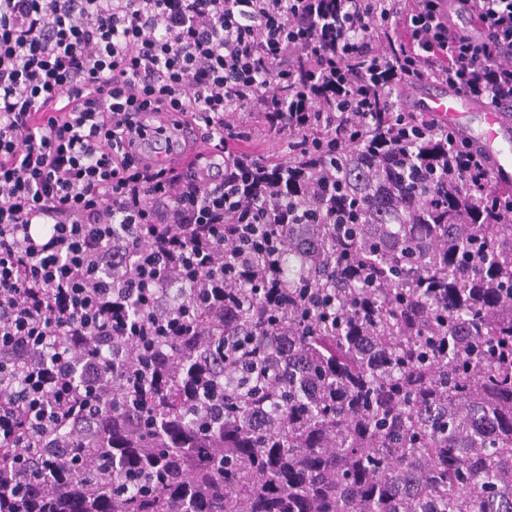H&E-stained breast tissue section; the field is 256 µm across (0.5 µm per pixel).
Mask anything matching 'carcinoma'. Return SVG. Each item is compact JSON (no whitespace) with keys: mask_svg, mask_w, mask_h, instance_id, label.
Wrapping results in <instances>:
<instances>
[{"mask_svg":"<svg viewBox=\"0 0 512 512\" xmlns=\"http://www.w3.org/2000/svg\"><path fill=\"white\" fill-rule=\"evenodd\" d=\"M397 135L414 160L431 130L411 122ZM322 152L334 198L347 196L345 154L329 141ZM446 181V170L412 175L403 191L432 215ZM369 193L336 223L307 225L322 239L314 258L288 245L295 281L336 273L292 310L288 371L225 362L218 423L169 387L135 439L112 443V480L85 476L92 498H112V512H512V224H362L381 182ZM437 277L452 295L427 287ZM477 285L494 289L493 306L476 302ZM260 402L262 432L250 424Z\"/></svg>","mask_w":512,"mask_h":512,"instance_id":"1","label":"carcinoma"}]
</instances>
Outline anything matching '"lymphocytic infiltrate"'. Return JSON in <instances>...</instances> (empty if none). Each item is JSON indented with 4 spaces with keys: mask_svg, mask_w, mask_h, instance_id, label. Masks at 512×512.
Returning <instances> with one entry per match:
<instances>
[{
    "mask_svg": "<svg viewBox=\"0 0 512 512\" xmlns=\"http://www.w3.org/2000/svg\"><path fill=\"white\" fill-rule=\"evenodd\" d=\"M0 0V512H87L112 431V378L144 406L192 354L221 407L217 336L287 354L288 227L332 224L335 169L315 143L355 144L395 185L407 161L395 96L446 86L512 112V0ZM276 161L237 152L253 128ZM435 127L417 167L448 170L440 216L512 223V195ZM217 150L206 175L155 164V146ZM261 314L237 335L242 295ZM245 148L255 157L267 159H280L287 155V140L273 135L256 134L250 143H245Z\"/></svg>",
    "mask_w": 512,
    "mask_h": 512,
    "instance_id": "1",
    "label": "lymphocytic infiltrate"
}]
</instances>
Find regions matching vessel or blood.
Segmentation results:
<instances>
[{"instance_id":"vessel-or-blood-1","label":"vessel or blood","mask_w":512,"mask_h":512,"mask_svg":"<svg viewBox=\"0 0 512 512\" xmlns=\"http://www.w3.org/2000/svg\"><path fill=\"white\" fill-rule=\"evenodd\" d=\"M426 111L441 123L454 126L466 135L471 129L463 122V115L481 113L483 126L480 138L496 157L493 174L497 177L512 175V123L494 106L483 99L448 88L430 96Z\"/></svg>"}]
</instances>
